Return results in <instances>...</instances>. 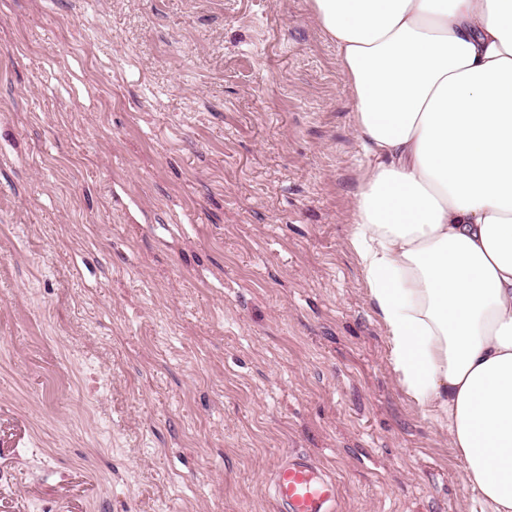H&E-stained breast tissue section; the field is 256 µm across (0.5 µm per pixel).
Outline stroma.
Returning <instances> with one entry per match:
<instances>
[{
	"label": "stroma",
	"mask_w": 512,
	"mask_h": 512,
	"mask_svg": "<svg viewBox=\"0 0 512 512\" xmlns=\"http://www.w3.org/2000/svg\"><path fill=\"white\" fill-rule=\"evenodd\" d=\"M310 0H0V512H482L348 243ZM272 495L287 512H331L336 504V483L323 478L304 459L281 461L273 472Z\"/></svg>",
	"instance_id": "35a3bbf8"
}]
</instances>
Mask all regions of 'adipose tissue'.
<instances>
[{"label": "adipose tissue", "instance_id": "1", "mask_svg": "<svg viewBox=\"0 0 512 512\" xmlns=\"http://www.w3.org/2000/svg\"><path fill=\"white\" fill-rule=\"evenodd\" d=\"M369 159L349 246L397 381L512 512V0H312Z\"/></svg>", "mask_w": 512, "mask_h": 512}]
</instances>
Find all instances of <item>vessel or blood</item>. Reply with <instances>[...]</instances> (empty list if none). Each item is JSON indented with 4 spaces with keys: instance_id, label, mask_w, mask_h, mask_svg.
<instances>
[{
    "instance_id": "b4317fda",
    "label": "vessel or blood",
    "mask_w": 512,
    "mask_h": 512,
    "mask_svg": "<svg viewBox=\"0 0 512 512\" xmlns=\"http://www.w3.org/2000/svg\"><path fill=\"white\" fill-rule=\"evenodd\" d=\"M272 495L285 512H332L336 484L323 478L308 461L299 458L276 465Z\"/></svg>"
}]
</instances>
